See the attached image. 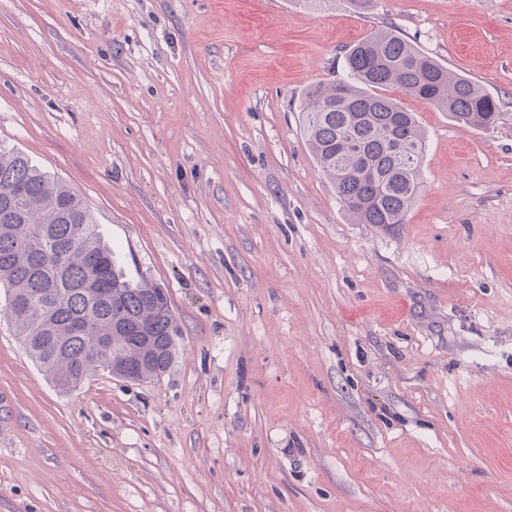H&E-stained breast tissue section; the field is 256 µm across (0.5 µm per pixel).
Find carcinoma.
Here are the masks:
<instances>
[{"instance_id":"carcinoma-1","label":"carcinoma","mask_w":512,"mask_h":512,"mask_svg":"<svg viewBox=\"0 0 512 512\" xmlns=\"http://www.w3.org/2000/svg\"><path fill=\"white\" fill-rule=\"evenodd\" d=\"M346 76L312 87L303 133L319 173L354 224L406 223L422 186L427 137L415 113L383 95L391 86L436 106L453 122L489 128L497 100L391 28L345 53ZM93 257L105 267L96 271ZM0 288L29 356L62 391L97 363L147 355L142 337L173 336L163 288L130 280L83 198L15 147L0 143ZM109 348H99L102 340Z\"/></svg>"}]
</instances>
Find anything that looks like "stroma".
I'll return each instance as SVG.
<instances>
[{
    "label": "stroma",
    "instance_id": "1",
    "mask_svg": "<svg viewBox=\"0 0 512 512\" xmlns=\"http://www.w3.org/2000/svg\"><path fill=\"white\" fill-rule=\"evenodd\" d=\"M482 86L401 228L351 223L301 104L379 29ZM0 142L83 196L177 354L62 392L0 316V512H512V0H0Z\"/></svg>",
    "mask_w": 512,
    "mask_h": 512
}]
</instances>
